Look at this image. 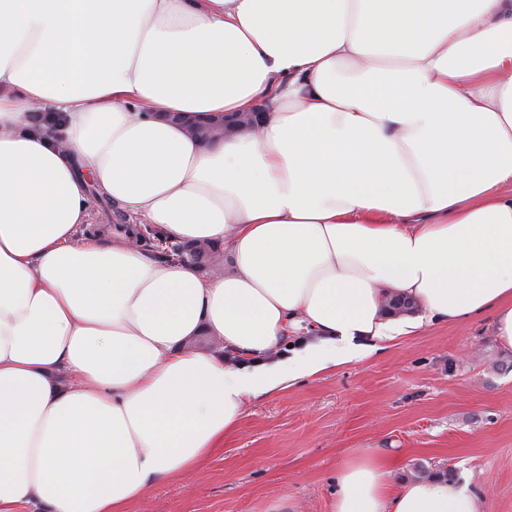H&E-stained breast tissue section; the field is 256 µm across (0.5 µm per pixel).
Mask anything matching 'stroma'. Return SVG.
I'll use <instances>...</instances> for the list:
<instances>
[{
    "instance_id": "obj_1",
    "label": "stroma",
    "mask_w": 512,
    "mask_h": 512,
    "mask_svg": "<svg viewBox=\"0 0 512 512\" xmlns=\"http://www.w3.org/2000/svg\"><path fill=\"white\" fill-rule=\"evenodd\" d=\"M376 458L392 480L426 469L469 481L487 512H512V348L491 313L431 322L284 391L251 400L236 429L144 512H331L336 473Z\"/></svg>"
}]
</instances>
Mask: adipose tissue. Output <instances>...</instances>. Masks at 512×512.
I'll use <instances>...</instances> for the list:
<instances>
[{"label":"adipose tissue","mask_w":512,"mask_h":512,"mask_svg":"<svg viewBox=\"0 0 512 512\" xmlns=\"http://www.w3.org/2000/svg\"><path fill=\"white\" fill-rule=\"evenodd\" d=\"M92 185L223 262L85 234ZM488 310L512 348V0H0V512H130L249 400ZM331 510L486 504L358 459Z\"/></svg>","instance_id":"obj_1"}]
</instances>
